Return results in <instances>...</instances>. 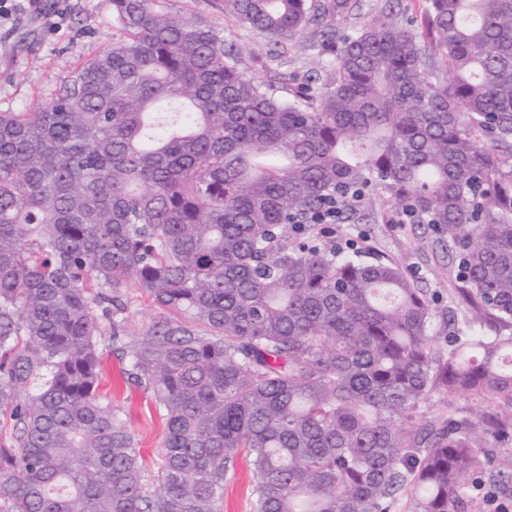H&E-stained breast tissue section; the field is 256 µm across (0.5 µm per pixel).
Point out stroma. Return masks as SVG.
Wrapping results in <instances>:
<instances>
[{
    "label": "stroma",
    "mask_w": 512,
    "mask_h": 512,
    "mask_svg": "<svg viewBox=\"0 0 512 512\" xmlns=\"http://www.w3.org/2000/svg\"><path fill=\"white\" fill-rule=\"evenodd\" d=\"M159 3L211 23L225 43L237 45L239 67L248 76L274 82L279 74H287L285 99H293L294 88L334 64L309 42L276 47L264 34L226 17L224 0ZM116 33L111 0H39L34 7L27 0H8L0 15V112H27L46 105L70 72L110 47ZM370 205L377 223L335 224L327 236L310 224L304 235L340 251L351 244L362 258L382 257L401 265L429 290V334L437 344L469 330V309L455 292L456 264L436 246L433 229L400 223L382 189L371 190ZM123 368L116 353L105 350L100 390L121 411L138 450L153 465L163 453L162 418L151 394L125 383ZM255 482L248 456L239 454L224 480V512H252Z\"/></svg>",
    "instance_id": "obj_1"
}]
</instances>
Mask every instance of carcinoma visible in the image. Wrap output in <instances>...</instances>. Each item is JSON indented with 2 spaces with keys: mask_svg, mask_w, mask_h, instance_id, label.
I'll use <instances>...</instances> for the list:
<instances>
[{
  "mask_svg": "<svg viewBox=\"0 0 512 512\" xmlns=\"http://www.w3.org/2000/svg\"><path fill=\"white\" fill-rule=\"evenodd\" d=\"M111 2L112 46L41 109L0 112V512H222L241 450L253 512L512 494V448L481 460L512 440V0H428L427 45L392 9L342 34L351 0H224L276 44L323 25L336 64L301 104L209 23ZM371 185L435 228L479 330L440 346L397 263L289 240ZM127 288L161 310L139 332ZM107 341L159 407L153 468L98 393ZM460 393L502 405L421 417Z\"/></svg>",
  "mask_w": 512,
  "mask_h": 512,
  "instance_id": "obj_1",
  "label": "carcinoma"
}]
</instances>
